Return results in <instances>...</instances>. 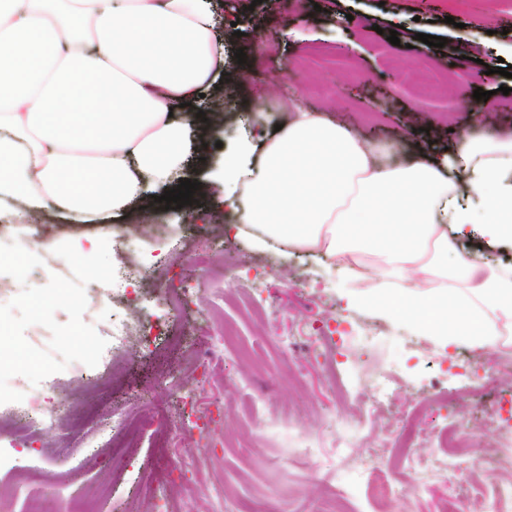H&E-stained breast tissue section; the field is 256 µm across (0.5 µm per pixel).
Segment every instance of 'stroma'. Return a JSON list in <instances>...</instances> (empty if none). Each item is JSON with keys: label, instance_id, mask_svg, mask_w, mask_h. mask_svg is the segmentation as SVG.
Returning <instances> with one entry per match:
<instances>
[{"label": "stroma", "instance_id": "35a3bbf8", "mask_svg": "<svg viewBox=\"0 0 512 512\" xmlns=\"http://www.w3.org/2000/svg\"><path fill=\"white\" fill-rule=\"evenodd\" d=\"M218 8L226 21L224 73L208 90L222 92L228 106L215 113L206 149L192 142L185 155L187 176L209 196L200 209L205 221L186 224L180 212L131 203L123 225L162 227L137 247L147 281L124 296L95 299L83 314L99 332L127 320H164L171 333L150 343L131 337L120 351L104 350L96 367L73 362L35 386L10 379L43 408L61 403L65 411L40 422L21 448L11 406L0 404V484L19 487L5 512H63L81 497L94 499L96 512H216L219 497L223 512H323L342 497L352 512H372L359 480L366 468L394 482L398 504L438 512L451 488L433 483L419 494L413 476L386 459L340 457L334 418L368 426L375 444L386 424L413 433L421 458L436 455V432L464 422L493 461L512 433V357L491 364L465 344L439 353L403 324L347 307L346 293L369 280H345L323 256L255 247L247 233L225 237L220 187L199 154L223 157L231 132L244 126L245 99L278 107L277 89L288 84L309 106L380 145L425 128L442 150L452 130L473 124L512 136V78L491 82L476 115L458 107L474 87L456 79L454 67L464 56L487 69L512 65V0H220ZM393 29L396 46L386 37ZM421 33L446 44L426 45ZM259 37L268 50L239 81L235 52ZM428 69L449 74L448 87L416 98L412 89ZM371 100L377 109H367ZM106 230L66 223L50 209L10 236L31 252L70 241L84 255L89 238ZM201 251L207 263L199 267ZM167 284L188 291L178 310L162 301ZM490 364L497 376L484 374ZM382 369L392 383L378 415L370 382ZM425 400L433 403L425 424H410ZM141 419L153 425L137 433L134 465H114L108 450L89 455V440ZM306 439L316 444L309 454L299 450Z\"/></svg>", "mask_w": 512, "mask_h": 512}]
</instances>
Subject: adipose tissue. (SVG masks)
Here are the masks:
<instances>
[{
  "instance_id": "ef3b65f1",
  "label": "adipose tissue",
  "mask_w": 512,
  "mask_h": 512,
  "mask_svg": "<svg viewBox=\"0 0 512 512\" xmlns=\"http://www.w3.org/2000/svg\"><path fill=\"white\" fill-rule=\"evenodd\" d=\"M223 69L211 0H0V223L51 202L92 224L178 182L187 127H207L195 102ZM278 123L218 166L227 220L350 279L373 257L378 282L349 304L439 347L512 344V271L460 248L475 223L512 246V137L472 125L389 163L301 99Z\"/></svg>"
}]
</instances>
